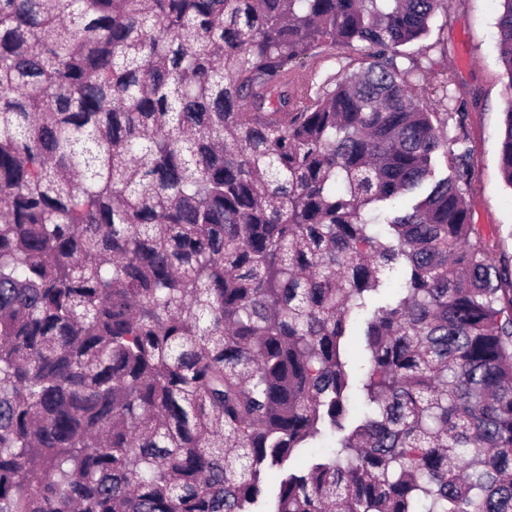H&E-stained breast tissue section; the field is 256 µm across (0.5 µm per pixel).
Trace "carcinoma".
Masks as SVG:
<instances>
[{
  "instance_id": "cac0c4a2",
  "label": "carcinoma",
  "mask_w": 512,
  "mask_h": 512,
  "mask_svg": "<svg viewBox=\"0 0 512 512\" xmlns=\"http://www.w3.org/2000/svg\"><path fill=\"white\" fill-rule=\"evenodd\" d=\"M446 8L0 0V512H512V271L398 64ZM335 52L341 53H339L338 56H331L329 55L331 52L326 51L320 56L324 57L323 60L320 61L321 74L323 78L327 76H336L343 66H346L349 62H351V65L349 66L350 70H357L362 63H364V66H367L369 63L368 58H366L359 50H336Z\"/></svg>"
}]
</instances>
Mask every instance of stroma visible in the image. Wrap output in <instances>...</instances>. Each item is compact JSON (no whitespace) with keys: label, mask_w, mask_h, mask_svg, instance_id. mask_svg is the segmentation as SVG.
Returning a JSON list of instances; mask_svg holds the SVG:
<instances>
[{"label":"stroma","mask_w":512,"mask_h":512,"mask_svg":"<svg viewBox=\"0 0 512 512\" xmlns=\"http://www.w3.org/2000/svg\"><path fill=\"white\" fill-rule=\"evenodd\" d=\"M499 0H448L446 11L430 23L417 44L403 47L400 67H416L421 80L451 77L444 95L430 109L467 114V145L476 160L465 188L473 222L487 245L512 268V188L500 172V142L505 128L504 84L496 20Z\"/></svg>","instance_id":"obj_1"}]
</instances>
